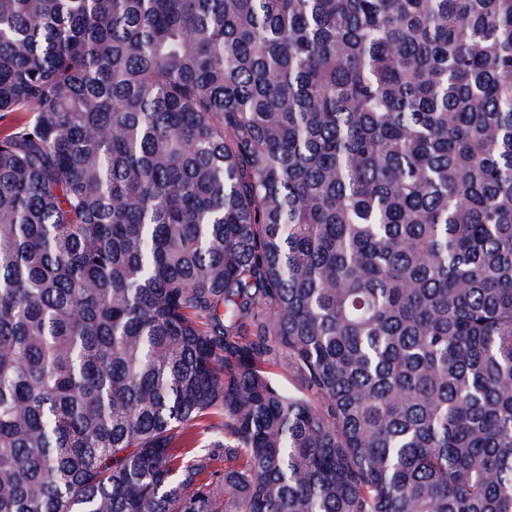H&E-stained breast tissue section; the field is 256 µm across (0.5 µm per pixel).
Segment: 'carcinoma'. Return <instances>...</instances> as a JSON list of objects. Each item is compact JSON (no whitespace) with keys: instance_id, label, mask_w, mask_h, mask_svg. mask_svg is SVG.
Listing matches in <instances>:
<instances>
[{"instance_id":"carcinoma-1","label":"carcinoma","mask_w":512,"mask_h":512,"mask_svg":"<svg viewBox=\"0 0 512 512\" xmlns=\"http://www.w3.org/2000/svg\"><path fill=\"white\" fill-rule=\"evenodd\" d=\"M0 112V512H512V0H0Z\"/></svg>"}]
</instances>
